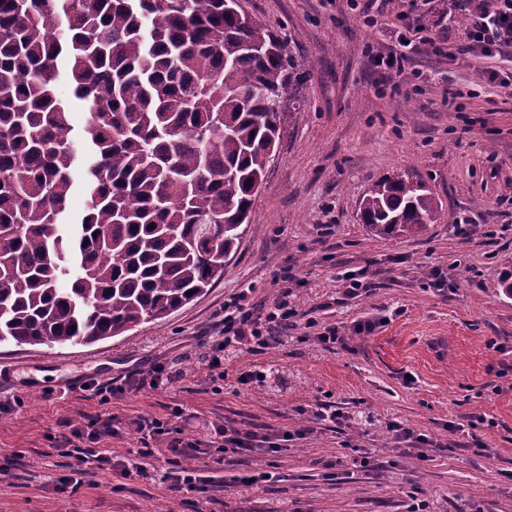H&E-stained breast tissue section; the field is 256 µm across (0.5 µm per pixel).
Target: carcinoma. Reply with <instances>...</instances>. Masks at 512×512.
Listing matches in <instances>:
<instances>
[{
    "label": "carcinoma",
    "instance_id": "cac0c4a2",
    "mask_svg": "<svg viewBox=\"0 0 512 512\" xmlns=\"http://www.w3.org/2000/svg\"><path fill=\"white\" fill-rule=\"evenodd\" d=\"M63 69L85 114L76 140ZM300 84L238 0H0V344L122 336L223 277ZM442 209L409 173L359 200L379 238H417Z\"/></svg>",
    "mask_w": 512,
    "mask_h": 512
}]
</instances>
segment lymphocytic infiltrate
Here are the masks:
<instances>
[{"label":"lymphocytic infiltrate","mask_w":512,"mask_h":512,"mask_svg":"<svg viewBox=\"0 0 512 512\" xmlns=\"http://www.w3.org/2000/svg\"><path fill=\"white\" fill-rule=\"evenodd\" d=\"M479 0H446L441 16L458 12L467 15L469 23L463 31V40L457 51L478 60L480 72L488 84L512 89V0H490L489 8L478 6ZM404 32L398 37V47L386 54L372 55L375 67L404 71L410 41L409 31L426 30L424 17H412L401 10L395 15ZM283 287L268 307L256 309L248 300L247 292H240L225 301L219 313V330L208 341L199 343L196 350L198 363L207 371L208 384L224 378V366L230 354L247 349L261 352L272 345L282 343L281 332L288 326L296 310L289 297L290 277H283ZM187 373L173 361H157L148 370L123 374L108 380L87 376L83 387L91 391L100 403H109L127 392L141 387L165 390L176 382L185 380ZM307 425L288 429H244L228 421L211 419L197 420L185 417L182 409L171 412V420L135 417L124 421L112 415L97 416L89 425H69L68 435L62 443V453L76 456L83 468L76 473L58 477L57 492H77L91 470H100L123 479L149 476L174 491L211 492L227 488H241L249 493H265L273 480L271 472L254 469L245 475L230 477L211 476L193 468L192 460L219 457L224 464L233 466L242 455H269L287 450L290 442L308 439L315 426L330 422L339 427H348L350 416L340 409L316 403L308 410ZM136 434L138 448L128 455H113L106 447L108 441ZM163 455L169 466L160 470H148L147 458Z\"/></svg>","instance_id":"1"}]
</instances>
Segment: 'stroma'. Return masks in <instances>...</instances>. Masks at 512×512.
<instances>
[{
  "label": "stroma",
  "instance_id": "35a3bbf8",
  "mask_svg": "<svg viewBox=\"0 0 512 512\" xmlns=\"http://www.w3.org/2000/svg\"><path fill=\"white\" fill-rule=\"evenodd\" d=\"M242 9L282 39L304 72L300 112L286 122L251 215L223 279L158 323L127 336L75 346L0 345V463L23 453L0 483V512H403L409 495L434 512H512V97L493 95L466 57L411 53L402 73L375 68L370 53L397 44L396 11L379 8L369 26L350 0H240ZM464 89L445 95L447 84ZM414 171L442 201L437 223L416 239L375 238L358 217V199L377 179ZM477 227L463 234L460 220ZM365 270L371 295L348 298L338 273ZM451 280L437 290L434 270ZM291 273L297 315L288 341L262 354L242 353L214 392L195 360L194 377L167 391L142 388L100 404L81 385L108 379L190 351L213 332L225 300L249 290L269 304ZM370 316L378 325L346 346L307 341L308 322L350 332ZM262 365L270 371L250 393L235 378ZM330 402L364 412L360 428L326 423L288 451L241 457L237 473H278L267 493L229 489L203 497L176 493L151 479L123 481L97 472L74 494L53 493L50 477L73 460L56 454L62 420L89 422L186 414L244 428H296L299 407ZM483 416L473 429L483 449L457 448L446 428ZM395 420L446 443L426 460L398 456L385 430ZM380 450L379 471L354 469L330 480L319 460L353 462L359 446ZM52 468H45V461Z\"/></svg>",
  "mask_w": 512,
  "mask_h": 512
}]
</instances>
